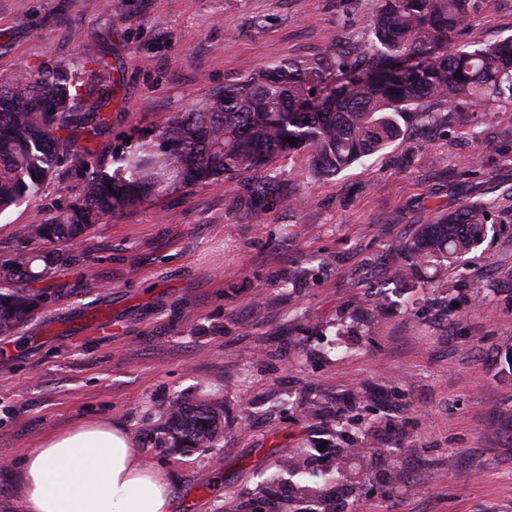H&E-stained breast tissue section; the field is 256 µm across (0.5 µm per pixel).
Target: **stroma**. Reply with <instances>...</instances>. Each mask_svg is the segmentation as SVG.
<instances>
[{
  "label": "stroma",
  "instance_id": "obj_1",
  "mask_svg": "<svg viewBox=\"0 0 512 512\" xmlns=\"http://www.w3.org/2000/svg\"><path fill=\"white\" fill-rule=\"evenodd\" d=\"M380 0H0V84L80 49L112 65L107 128L82 165L111 166L179 113L261 67L359 54ZM512 36V0H481L457 40ZM299 206L252 216L242 173L144 200L63 246L50 296L0 335V500L22 512L19 466L46 436L123 425L175 476L172 512H293L280 466L306 450L335 469L343 439L379 442L343 512H512V96L468 122L410 125L334 177L277 159ZM73 167L0 213V265L22 225L80 198ZM495 232L444 288L396 287L400 244L463 202ZM310 273L290 283L288 273ZM384 305L362 318L375 297ZM224 402V438L173 448L176 400Z\"/></svg>",
  "mask_w": 512,
  "mask_h": 512
}]
</instances>
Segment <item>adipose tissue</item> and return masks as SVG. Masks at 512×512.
Here are the masks:
<instances>
[{"label":"adipose tissue","mask_w":512,"mask_h":512,"mask_svg":"<svg viewBox=\"0 0 512 512\" xmlns=\"http://www.w3.org/2000/svg\"><path fill=\"white\" fill-rule=\"evenodd\" d=\"M24 512H171L174 482L103 420L47 436L21 461Z\"/></svg>","instance_id":"1"}]
</instances>
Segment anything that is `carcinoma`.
<instances>
[{
  "mask_svg": "<svg viewBox=\"0 0 512 512\" xmlns=\"http://www.w3.org/2000/svg\"><path fill=\"white\" fill-rule=\"evenodd\" d=\"M479 2L382 0L359 58L349 62L330 51L225 85L204 107L172 118L155 139L122 153L115 169H83L82 197L44 223L24 225L19 236L28 243L74 242L104 218L175 184L259 174L285 154L304 151L316 176H333L399 139L410 121L432 120V104L450 112L474 109L512 93V38L453 42ZM89 64L108 89L112 66L93 50L0 88V211L38 194L63 164L88 152L81 140L102 133L98 113L80 108L84 93L76 72ZM252 193L258 218L266 211L265 179L256 178ZM490 230L487 210L477 202L448 212L401 246L393 281L403 288L448 287V267L480 248ZM62 259L57 251L21 250L0 267V278L12 284L0 291V335L27 323L48 299L29 284L49 279ZM223 416L218 399L176 401L166 433L175 448H209L224 437ZM288 492L294 502L323 503L316 484L294 483Z\"/></svg>",
  "mask_w": 512,
  "mask_h": 512,
  "instance_id": "cac0c4a2",
  "label": "carcinoma"
}]
</instances>
